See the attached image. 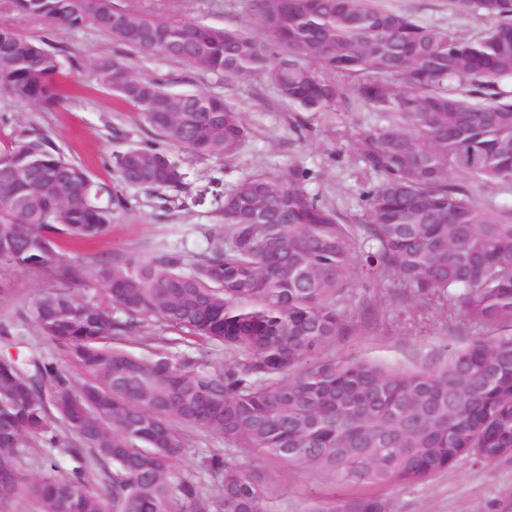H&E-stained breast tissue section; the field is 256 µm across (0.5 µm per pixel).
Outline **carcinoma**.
Segmentation results:
<instances>
[{
	"instance_id": "cac0c4a2",
	"label": "carcinoma",
	"mask_w": 512,
	"mask_h": 512,
	"mask_svg": "<svg viewBox=\"0 0 512 512\" xmlns=\"http://www.w3.org/2000/svg\"><path fill=\"white\" fill-rule=\"evenodd\" d=\"M267 41L244 29L137 16L111 0H13L60 29L92 26L143 54L196 63L226 79L262 72L298 112L347 109L377 115L353 151L375 176L362 194L364 223L343 224L307 189L309 172L246 179L224 195V230L190 272L180 258L119 257L99 269L105 298L45 290L30 313L41 335L79 365L74 384L51 362L26 373L0 363V512L24 490L41 512H168L175 495L193 512H267L269 488L231 453L203 461L218 495L179 469L182 427L224 436L342 484L412 485L469 456L512 457V206L478 196L512 188V0H454L489 24L462 38L367 0H253ZM57 56L0 28V92L22 105L56 103ZM100 81L131 104L168 145L236 155L247 137L241 111L205 92L186 99L135 76L123 56L94 64ZM175 187L186 172L166 148L137 147L116 161L120 179ZM25 171L27 180L12 177ZM85 170L33 126L0 152V266L64 265L59 235L103 234ZM390 287L443 301L487 330L437 364L391 369L325 349L346 332L338 304L356 269ZM158 320L180 332L146 354L111 343ZM224 350L217 366L194 350ZM82 441L72 476L27 479L21 449L55 446L53 420ZM91 464L112 466L99 487ZM330 512H386L355 497Z\"/></svg>"
}]
</instances>
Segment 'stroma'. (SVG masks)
I'll return each instance as SVG.
<instances>
[{
  "label": "stroma",
  "mask_w": 512,
  "mask_h": 512,
  "mask_svg": "<svg viewBox=\"0 0 512 512\" xmlns=\"http://www.w3.org/2000/svg\"><path fill=\"white\" fill-rule=\"evenodd\" d=\"M115 7L136 14L154 13L187 18L220 28H244L259 39L267 33L251 0H113ZM371 7L413 15L418 21L480 36L484 22L458 10L452 0H369ZM0 27L45 42L60 64L58 104L40 108L22 106L0 93V149L14 129L33 125L44 130L68 159L82 165L96 192L94 202L111 207L114 196L125 206L113 209L107 232L91 240L66 237L56 242L68 265L79 270L71 281L56 270L11 266L0 270V359H23L25 364L50 360L73 382L85 379L82 369L63 348L41 336L30 306L37 291L71 288L83 299H99L104 287L97 271L113 258L175 254L186 267L206 258L212 232L224 222L226 191L258 175L283 176L294 168L310 172L309 187L345 224L363 221L361 189L374 177L359 171L352 142L357 131L376 122L374 112L311 114L292 111L276 88L261 75L228 80L182 62L127 51L110 35L92 27L55 30L16 11L10 0H0ZM127 55L133 73L157 80L177 93L207 91L235 104L248 130L232 158L197 155L175 149L187 171L183 185L162 189L124 184L115 170V158L125 150L156 138L136 109L107 89L93 71L102 57ZM340 306L349 331L326 350L338 359L365 358L390 367H410L445 358L465 346L479 330L453 311L408 292L388 288L384 277L366 278L354 272ZM57 444L33 442L20 458L21 471L30 477L48 474L69 477V449L80 447L77 435L57 427ZM186 448L179 467L204 493L217 494V481L204 473L202 460L224 453L222 436L199 427L184 428ZM238 458L259 473L270 489L268 512H329L352 497L384 501L388 512H512V459L480 463L459 459L448 470L413 486L360 483L342 485L328 474L289 466L240 449Z\"/></svg>",
  "instance_id": "stroma-1"
}]
</instances>
